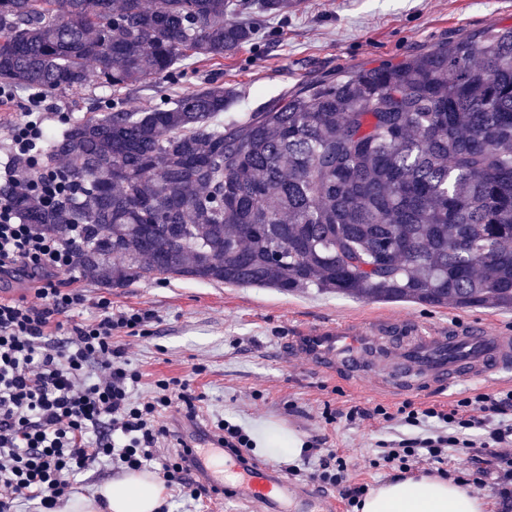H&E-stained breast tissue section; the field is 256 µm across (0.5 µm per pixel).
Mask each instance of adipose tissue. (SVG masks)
<instances>
[{"label": "adipose tissue", "mask_w": 512, "mask_h": 512, "mask_svg": "<svg viewBox=\"0 0 512 512\" xmlns=\"http://www.w3.org/2000/svg\"><path fill=\"white\" fill-rule=\"evenodd\" d=\"M165 488L151 473L129 472L74 495L57 512H157ZM359 512H485V501L470 487L440 477L395 478L362 499Z\"/></svg>", "instance_id": "1"}]
</instances>
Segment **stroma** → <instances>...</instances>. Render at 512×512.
<instances>
[{"instance_id":"obj_1","label":"stroma","mask_w":512,"mask_h":512,"mask_svg":"<svg viewBox=\"0 0 512 512\" xmlns=\"http://www.w3.org/2000/svg\"><path fill=\"white\" fill-rule=\"evenodd\" d=\"M494 24L512 25V0H303L297 10L263 19L258 43L222 59H192L179 74L112 92H48L56 115L47 125L62 130L58 114L82 118L103 101L140 109L156 102L158 88L183 94L206 83L237 91L236 102L223 114L228 121L312 79L396 63ZM79 285L90 297H110L113 309L150 313L149 337L119 339L127 359L142 373L139 394H148L159 376H184L194 365H203L195 379L203 396L200 427L210 429L219 417L248 429L273 423L301 441L321 440L349 456L352 482L371 488L389 477L388 471L369 465L377 441L390 436L388 426L372 420L328 425L321 413L327 406L394 409L402 399L388 396L367 378L351 384L321 376L307 358L289 355L288 338L295 327L384 317L428 324L487 322L512 334V310L373 302L184 279L112 287L85 275Z\"/></svg>"}]
</instances>
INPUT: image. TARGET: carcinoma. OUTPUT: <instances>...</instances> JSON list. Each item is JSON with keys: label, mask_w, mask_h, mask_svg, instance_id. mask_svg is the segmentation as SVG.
<instances>
[{"label": "carcinoma", "mask_w": 512, "mask_h": 512, "mask_svg": "<svg viewBox=\"0 0 512 512\" xmlns=\"http://www.w3.org/2000/svg\"><path fill=\"white\" fill-rule=\"evenodd\" d=\"M297 0H0V84L125 88L259 38ZM210 85L50 135L68 189L26 224H82L112 286L187 278L368 301L512 310V26L319 78L239 118ZM117 256L120 262L112 263Z\"/></svg>", "instance_id": "1"}]
</instances>
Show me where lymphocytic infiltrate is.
<instances>
[{
	"instance_id": "f902f5d3",
	"label": "lymphocytic infiltrate",
	"mask_w": 512,
	"mask_h": 512,
	"mask_svg": "<svg viewBox=\"0 0 512 512\" xmlns=\"http://www.w3.org/2000/svg\"><path fill=\"white\" fill-rule=\"evenodd\" d=\"M25 123L8 131L4 173L7 181L51 203L65 190L54 171L37 158L44 117L50 110L43 92L30 94ZM82 225L66 235L23 223L7 204L0 203V274L23 270L35 285V302L0 300V512H17L30 502L35 512H54L72 493L79 475L109 463L119 469L158 471L167 487L199 498L206 489L189 477L186 450L167 457L157 450L174 435L162 415L172 408L186 419L197 416L198 395L193 387L202 366L191 375L162 377L150 395L135 393L141 374L125 358L117 338L144 332L149 313L113 310L109 297L88 298L82 288L61 283L64 275L80 270L77 245ZM92 309V320L76 323L75 311ZM512 390L464 395L446 404L396 409L324 411L326 423L355 424L378 420L409 427L377 443L371 467L408 472L426 465L448 479L454 449H472V484L483 488L494 480L501 512H512ZM301 461L317 460L313 480L342 491L347 506H358L367 493L364 484L350 483L352 466L338 450L320 441L304 443Z\"/></svg>"
}]
</instances>
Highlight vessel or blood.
Returning <instances> with one entry per match:
<instances>
[{
  "instance_id": "vessel-or-blood-1",
  "label": "vessel or blood",
  "mask_w": 512,
  "mask_h": 512,
  "mask_svg": "<svg viewBox=\"0 0 512 512\" xmlns=\"http://www.w3.org/2000/svg\"><path fill=\"white\" fill-rule=\"evenodd\" d=\"M289 351L307 354L323 371L356 380L372 377L395 391L428 392L476 384L512 372V337L485 324H424L379 319L367 326L339 321L304 325ZM197 474L216 494L232 488L237 500L262 512H336L335 498L290 489L266 464L243 467L224 447L197 433L187 435Z\"/></svg>"
}]
</instances>
